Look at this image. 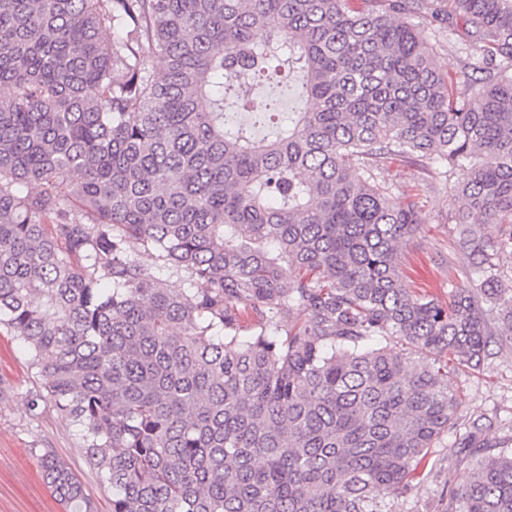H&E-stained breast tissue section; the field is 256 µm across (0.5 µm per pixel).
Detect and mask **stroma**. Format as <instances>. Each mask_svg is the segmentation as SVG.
I'll return each instance as SVG.
<instances>
[{
  "mask_svg": "<svg viewBox=\"0 0 512 512\" xmlns=\"http://www.w3.org/2000/svg\"><path fill=\"white\" fill-rule=\"evenodd\" d=\"M480 53L479 44L440 35L434 62L462 93V63ZM387 179L397 202L417 198L423 217L399 251L406 280L417 292L447 300L451 289L466 283L465 251L452 222L456 177L438 163L427 185L421 186L410 169L395 163ZM448 385L463 399L457 427L432 449L410 488L387 499L383 512H448L450 490L469 472L468 457L452 455L451 449L472 423H479L481 437L492 451L512 450V350H493L479 371L450 372ZM37 386L22 344L0 333V512H61L39 472L38 457L46 449L72 467L98 512H112V494L86 465L75 427L50 405L31 411L28 397Z\"/></svg>",
  "mask_w": 512,
  "mask_h": 512,
  "instance_id": "obj_1",
  "label": "stroma"
}]
</instances>
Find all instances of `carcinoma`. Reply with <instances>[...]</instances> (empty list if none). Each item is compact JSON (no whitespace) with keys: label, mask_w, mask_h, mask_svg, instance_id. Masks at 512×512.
I'll return each mask as SVG.
<instances>
[{"label":"carcinoma","mask_w":512,"mask_h":512,"mask_svg":"<svg viewBox=\"0 0 512 512\" xmlns=\"http://www.w3.org/2000/svg\"><path fill=\"white\" fill-rule=\"evenodd\" d=\"M428 30L480 44L468 95ZM274 60L300 107L259 137L281 100L242 86ZM0 88V331L112 512H380L457 424L448 361L512 344V0H0ZM394 162L457 175L446 303L401 275ZM448 506L512 512V451L474 449Z\"/></svg>","instance_id":"cac0c4a2"}]
</instances>
